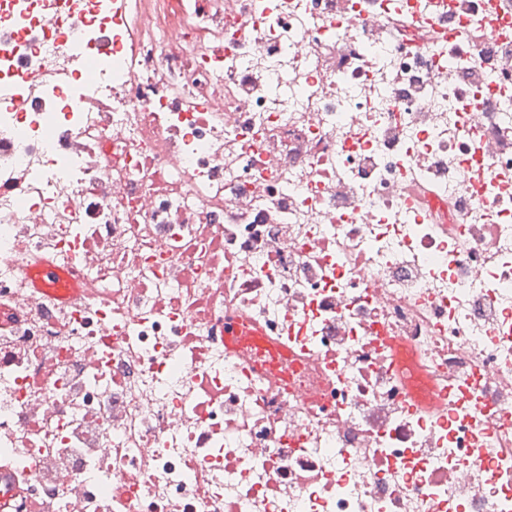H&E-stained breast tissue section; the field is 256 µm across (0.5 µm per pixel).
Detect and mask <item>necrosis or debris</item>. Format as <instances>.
<instances>
[{
	"instance_id": "obj_1",
	"label": "necrosis or debris",
	"mask_w": 512,
	"mask_h": 512,
	"mask_svg": "<svg viewBox=\"0 0 512 512\" xmlns=\"http://www.w3.org/2000/svg\"><path fill=\"white\" fill-rule=\"evenodd\" d=\"M0 455L13 512H512V8L0 0ZM397 358L399 360V372H404L406 375H409L405 378L406 386L409 388V390L417 391L421 389L422 383L419 370L412 354L400 346L398 349Z\"/></svg>"
}]
</instances>
